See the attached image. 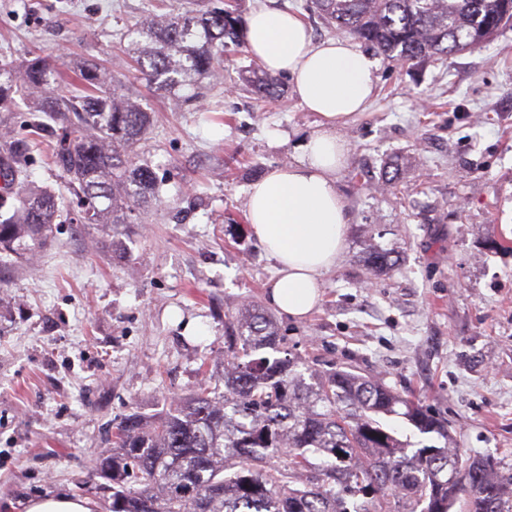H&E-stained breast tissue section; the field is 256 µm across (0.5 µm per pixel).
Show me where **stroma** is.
<instances>
[{
  "mask_svg": "<svg viewBox=\"0 0 512 512\" xmlns=\"http://www.w3.org/2000/svg\"><path fill=\"white\" fill-rule=\"evenodd\" d=\"M173 0H0V60L33 52L123 71L118 32ZM375 96L340 126L349 145L336 186L347 243L306 318L276 314L313 371L383 378L448 427L462 456L495 458L512 477V29L444 64L376 56ZM239 47L222 83L179 107L137 81L153 124L138 149L162 185L123 255L98 229L61 224L38 266L0 268V512L64 494L111 512L96 463L118 423L152 426L171 398L221 385L224 315L268 308L274 264L247 221L258 176L293 161L318 121L286 75L274 101L242 80ZM41 137L25 162L61 190ZM397 182L380 183L382 172ZM390 271L373 273L370 248Z\"/></svg>",
  "mask_w": 512,
  "mask_h": 512,
  "instance_id": "1",
  "label": "stroma"
}]
</instances>
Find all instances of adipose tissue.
Masks as SVG:
<instances>
[{"instance_id":"obj_1","label":"adipose tissue","mask_w":512,"mask_h":512,"mask_svg":"<svg viewBox=\"0 0 512 512\" xmlns=\"http://www.w3.org/2000/svg\"><path fill=\"white\" fill-rule=\"evenodd\" d=\"M247 46L265 69L290 76L301 104L320 119L296 146L293 162L248 194L249 223L275 263L268 302L302 319L317 306L321 277L344 250L349 216L336 174L349 146L338 124L371 101L376 63L350 40L314 41L298 14L265 0L250 14Z\"/></svg>"}]
</instances>
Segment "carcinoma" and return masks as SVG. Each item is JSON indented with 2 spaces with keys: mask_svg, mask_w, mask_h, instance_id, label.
Returning a JSON list of instances; mask_svg holds the SVG:
<instances>
[{
  "mask_svg": "<svg viewBox=\"0 0 512 512\" xmlns=\"http://www.w3.org/2000/svg\"><path fill=\"white\" fill-rule=\"evenodd\" d=\"M305 9L394 62H444L485 48L512 28V0H310ZM133 73L96 63L71 68L39 54L21 67L0 63V112L27 103L29 126L54 134L53 163L65 193L34 185L29 143L0 151V253L23 258L45 246L53 224L96 226L121 251V227L159 199L153 169L135 161L152 123L128 92L143 80L194 101L202 80L220 75L242 21L224 7L149 14L119 33ZM243 79L265 98L278 80L260 66ZM67 83L72 94L58 92ZM224 391L202 384L170 404L153 430L127 415L100 472L112 483V512H512L498 463L450 448L411 449L380 422L398 414L423 434L448 437L444 423L381 380L349 371L310 374L256 306L224 322ZM288 457L282 469L267 464Z\"/></svg>",
  "mask_w": 512,
  "mask_h": 512,
  "instance_id": "cac0c4a2",
  "label": "carcinoma"
}]
</instances>
